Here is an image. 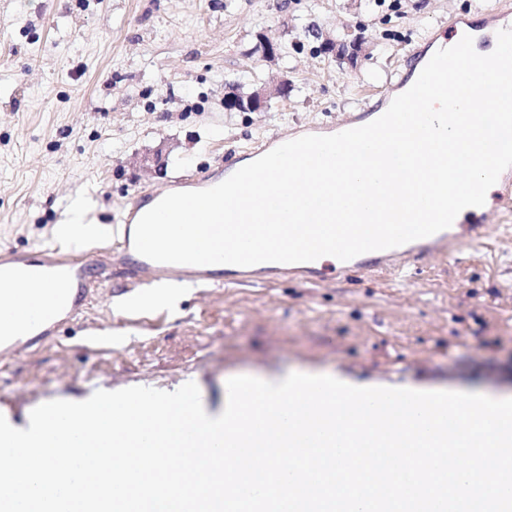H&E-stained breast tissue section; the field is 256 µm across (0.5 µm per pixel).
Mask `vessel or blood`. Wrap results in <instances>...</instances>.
<instances>
[{"label": "vessel or blood", "mask_w": 512, "mask_h": 512, "mask_svg": "<svg viewBox=\"0 0 512 512\" xmlns=\"http://www.w3.org/2000/svg\"><path fill=\"white\" fill-rule=\"evenodd\" d=\"M372 112L344 114L336 124L317 127L320 135L335 134L365 125L375 120ZM493 210L483 207L468 208L462 220L430 237L388 249L361 254L348 261L331 262L317 259L311 262L281 264L260 263L253 266L226 264L222 269L210 266L164 264L152 261L137 253L129 241H122L114 248L109 264L113 269L127 274L132 286L146 282L170 280L187 285L221 284L229 282L244 285L259 280L272 281L282 277L302 282H325L335 276L356 278L362 275L403 272L407 264H425L431 258L448 254L456 256L474 249L489 229ZM58 275L77 280L79 287L70 300L53 291L47 292L28 305L27 316L33 328V341L47 340L55 335L63 320L74 319L84 312L96 279L90 266L78 263L46 249L39 256L22 254L11 249L0 251V281L7 277L19 282L47 283Z\"/></svg>", "instance_id": "1"}]
</instances>
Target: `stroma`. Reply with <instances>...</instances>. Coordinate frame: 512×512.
Wrapping results in <instances>:
<instances>
[{"label": "stroma", "mask_w": 512, "mask_h": 512, "mask_svg": "<svg viewBox=\"0 0 512 512\" xmlns=\"http://www.w3.org/2000/svg\"><path fill=\"white\" fill-rule=\"evenodd\" d=\"M496 0H0V247L88 258L158 188L223 173L274 133L384 105L449 20ZM362 27L366 54L330 43ZM279 41L268 59L259 37ZM288 76L265 112H228ZM107 227L84 245L54 228L73 204ZM124 275L47 342L0 360V414L24 426L52 400L195 382L224 409L237 375L315 371L356 381L512 393V211L477 249L407 276L184 287L170 307L123 311Z\"/></svg>", "instance_id": "1"}]
</instances>
